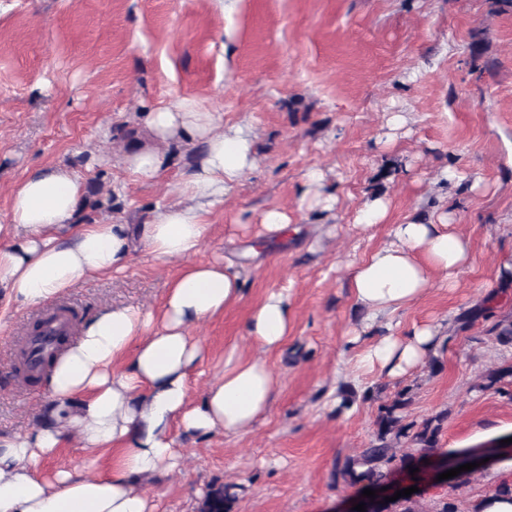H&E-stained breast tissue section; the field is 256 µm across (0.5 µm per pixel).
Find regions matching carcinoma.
<instances>
[{
    "mask_svg": "<svg viewBox=\"0 0 512 512\" xmlns=\"http://www.w3.org/2000/svg\"><path fill=\"white\" fill-rule=\"evenodd\" d=\"M46 320L34 323L33 336L22 349L16 373L31 376L33 369L30 361L35 354L34 342L45 339L49 342L47 354L41 357V370H51L58 356L64 349L67 336L44 330ZM493 340L500 345H512V322H498L490 330ZM512 378V366L499 367L489 371L479 384L480 390L495 388L505 379ZM411 388L398 391L393 398L381 404L375 421V430L369 444L356 454L336 458L330 473L333 484L339 483L357 488L359 501L366 504V512H459L455 500L442 497L429 504L423 502L421 494L415 492L408 497H401L393 502H384L382 498L374 500L361 496L366 488L384 486L392 482L397 473H405L412 468L419 469L416 477L421 479L424 460L451 457L464 465L469 462L472 449L462 448L442 452L439 448V434L447 414L439 413L424 419L420 424L406 421L408 409L412 404ZM408 442L413 451L402 449V443ZM481 455L492 462L505 457H512V443L502 445L495 442L479 447ZM236 498L232 487L227 485L212 486L199 502L197 512H230V505Z\"/></svg>",
    "mask_w": 512,
    "mask_h": 512,
    "instance_id": "carcinoma-1",
    "label": "carcinoma"
}]
</instances>
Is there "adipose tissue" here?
Listing matches in <instances>:
<instances>
[{
    "label": "adipose tissue",
    "instance_id": "obj_1",
    "mask_svg": "<svg viewBox=\"0 0 512 512\" xmlns=\"http://www.w3.org/2000/svg\"><path fill=\"white\" fill-rule=\"evenodd\" d=\"M142 123L148 143L123 158L131 174L152 178L169 161L164 144L196 153L174 187L177 203L139 224H81L84 185L72 170L53 166L16 188L8 220L0 224V291L24 306L59 298L86 279L123 273L141 248L156 260L184 263L160 310L112 305L88 320L48 376L38 422L25 434L0 435V512H155L138 484L181 469L184 456L171 427L200 438L238 433L253 427L273 399L278 379L264 355L282 345L293 322L283 291L268 293L243 323L261 356L228 352L201 401L192 400L189 386L206 358L191 329L243 295L240 270L220 257L204 265L192 258L206 239L211 211L255 165L250 128L220 127L214 113L188 99L145 112ZM470 254L469 239L451 230L443 207L392 225L385 244L349 267L366 328L393 318L434 280L455 285ZM442 334V326L427 324L404 335L388 332L357 365L402 373L434 352ZM70 434L79 437L90 463L108 452L111 466L96 475L87 466L64 468L44 479L42 461Z\"/></svg>",
    "mask_w": 512,
    "mask_h": 512
}]
</instances>
